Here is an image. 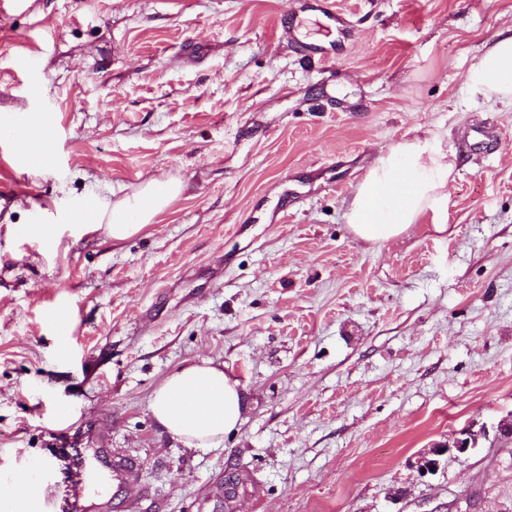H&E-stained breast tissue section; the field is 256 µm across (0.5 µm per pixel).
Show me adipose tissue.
<instances>
[{"label":"adipose tissue","instance_id":"ef3b65f1","mask_svg":"<svg viewBox=\"0 0 512 512\" xmlns=\"http://www.w3.org/2000/svg\"><path fill=\"white\" fill-rule=\"evenodd\" d=\"M471 94L512 102V33L499 34L466 73ZM455 165L452 155L423 140L409 149L380 152L368 167L345 217L351 230L369 242H385L405 233L425 213L445 230V188ZM176 184L155 179L131 199L102 200L91 209L108 236L119 240L153 222L176 197ZM149 410L169 434L193 448H214L241 420L239 383L211 363H188L168 375L155 391Z\"/></svg>","mask_w":512,"mask_h":512}]
</instances>
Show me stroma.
Masks as SVG:
<instances>
[{"label": "stroma", "instance_id": "35a3bbf8", "mask_svg": "<svg viewBox=\"0 0 512 512\" xmlns=\"http://www.w3.org/2000/svg\"><path fill=\"white\" fill-rule=\"evenodd\" d=\"M334 5L349 42L302 0H0V129L57 118L38 170L0 132V480L28 470L44 512H212L235 461L234 512H512L492 435L417 467L512 415V104L464 84L512 0ZM477 124L495 138L460 148ZM424 139L456 158L446 230L356 237L366 169ZM154 179L180 192L139 233L76 223ZM202 361L243 399L216 448L149 411ZM488 434L486 426L482 425L476 429V424L456 431L448 442L434 444L418 460V469L422 475L432 474L438 462L431 456L438 455L442 451L453 453L454 457H464L472 449L476 448L479 441ZM246 482L247 475L238 463L224 469V479L217 486L216 492V498L224 497V511H230V502L236 498L240 490L245 491Z\"/></svg>", "mask_w": 512, "mask_h": 512}]
</instances>
